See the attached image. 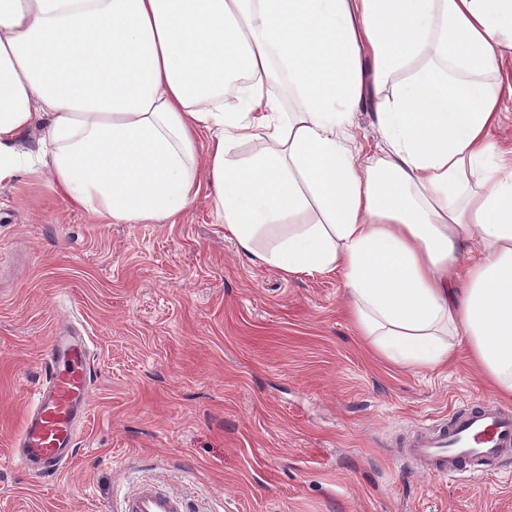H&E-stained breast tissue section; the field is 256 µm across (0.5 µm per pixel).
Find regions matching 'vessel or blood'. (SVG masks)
<instances>
[{"label":"vessel or blood","mask_w":512,"mask_h":512,"mask_svg":"<svg viewBox=\"0 0 512 512\" xmlns=\"http://www.w3.org/2000/svg\"><path fill=\"white\" fill-rule=\"evenodd\" d=\"M49 377L34 394L17 441L19 466L30 472L65 464L77 443V426L89 412L91 364L82 336L58 335L50 345ZM512 451V412L475 406L445 426L420 431L405 444L429 473L452 477L472 464ZM121 512H185L177 493L151 484L127 494Z\"/></svg>","instance_id":"b4317fda"}]
</instances>
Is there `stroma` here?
I'll list each match as a JSON object with an SVG mask.
<instances>
[{"label": "stroma", "mask_w": 512, "mask_h": 512, "mask_svg": "<svg viewBox=\"0 0 512 512\" xmlns=\"http://www.w3.org/2000/svg\"><path fill=\"white\" fill-rule=\"evenodd\" d=\"M339 274L283 278L206 192L175 224H115L49 179L0 187V512H119L144 484L186 512H512V452L442 478L403 458L419 427L487 404L469 365L412 371L356 336ZM88 338L72 459L14 458L52 336Z\"/></svg>", "instance_id": "1"}]
</instances>
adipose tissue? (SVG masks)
<instances>
[{
    "mask_svg": "<svg viewBox=\"0 0 512 512\" xmlns=\"http://www.w3.org/2000/svg\"><path fill=\"white\" fill-rule=\"evenodd\" d=\"M508 69L512 0H0V184L49 175L116 224L177 223L208 188L245 253L340 273L387 359L434 369L467 345L509 401ZM367 108L362 160L347 143ZM256 137L268 149L239 156ZM372 119L373 115L369 109L357 112L354 117L353 132L356 140L353 145L361 149L362 154H372L376 150L378 138L371 125Z\"/></svg>",
    "mask_w": 512,
    "mask_h": 512,
    "instance_id": "1",
    "label": "adipose tissue"
}]
</instances>
